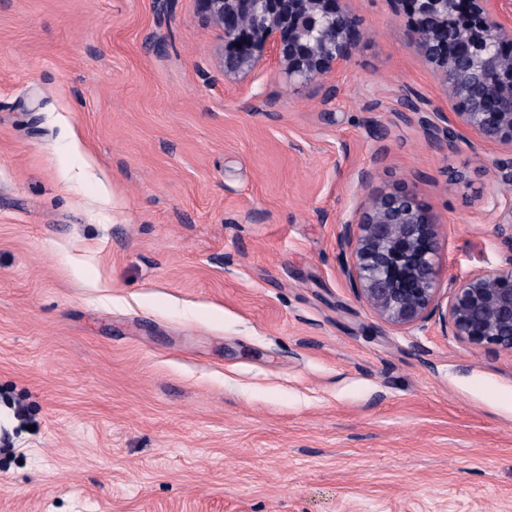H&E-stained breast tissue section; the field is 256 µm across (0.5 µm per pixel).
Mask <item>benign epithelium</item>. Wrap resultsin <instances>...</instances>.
Listing matches in <instances>:
<instances>
[{
    "label": "benign epithelium",
    "instance_id": "7a95c632",
    "mask_svg": "<svg viewBox=\"0 0 512 512\" xmlns=\"http://www.w3.org/2000/svg\"><path fill=\"white\" fill-rule=\"evenodd\" d=\"M224 35V76L244 79L275 61L306 83L350 60L359 31L345 0H197ZM406 7L419 55L454 103L448 125L402 99L431 141L465 131L512 153V0H395ZM497 234L512 243V195L494 199ZM344 273L357 297L395 329L441 319L457 341L512 354V267L473 271L441 305L439 224L404 191L369 195L344 222Z\"/></svg>",
    "mask_w": 512,
    "mask_h": 512
}]
</instances>
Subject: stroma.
<instances>
[{
    "instance_id": "obj_1",
    "label": "stroma",
    "mask_w": 512,
    "mask_h": 512,
    "mask_svg": "<svg viewBox=\"0 0 512 512\" xmlns=\"http://www.w3.org/2000/svg\"><path fill=\"white\" fill-rule=\"evenodd\" d=\"M345 68L225 78L197 0H0V512H512V355L398 330L343 222L402 190L441 298L512 267L498 146L392 0ZM370 182H361V171ZM495 215L492 224H496L497 234L512 244V195L496 197L491 215Z\"/></svg>"
}]
</instances>
